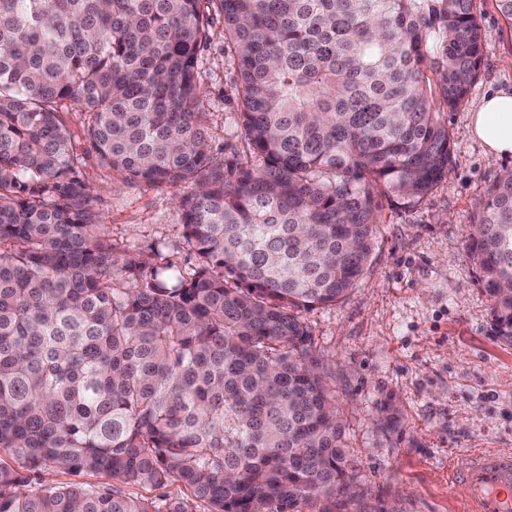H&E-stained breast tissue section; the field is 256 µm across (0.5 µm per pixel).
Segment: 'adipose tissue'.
<instances>
[{
    "mask_svg": "<svg viewBox=\"0 0 512 512\" xmlns=\"http://www.w3.org/2000/svg\"><path fill=\"white\" fill-rule=\"evenodd\" d=\"M473 136L488 157L499 160L512 156V92L484 98L470 116Z\"/></svg>",
    "mask_w": 512,
    "mask_h": 512,
    "instance_id": "ef3b65f1",
    "label": "adipose tissue"
}]
</instances>
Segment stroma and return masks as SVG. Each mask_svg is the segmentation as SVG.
<instances>
[{"label":"stroma","mask_w":512,"mask_h":512,"mask_svg":"<svg viewBox=\"0 0 512 512\" xmlns=\"http://www.w3.org/2000/svg\"><path fill=\"white\" fill-rule=\"evenodd\" d=\"M484 35L480 72L447 113V177L417 206L376 196L377 245L360 282L336 304L304 312L312 352L327 367L346 454L358 474V512H463L450 471L467 451L512 453V344L499 340L491 301L467 250L488 186L512 159L494 160L470 133L484 96L512 90V27L494 0H474ZM236 71L216 22L197 70L212 145L237 144L230 121ZM67 125L113 244H164L183 260L180 197L187 184L131 183L90 151L83 115Z\"/></svg>","instance_id":"stroma-1"}]
</instances>
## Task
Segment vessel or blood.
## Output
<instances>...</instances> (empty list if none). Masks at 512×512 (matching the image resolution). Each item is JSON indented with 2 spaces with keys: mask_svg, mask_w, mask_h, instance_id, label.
<instances>
[{
  "mask_svg": "<svg viewBox=\"0 0 512 512\" xmlns=\"http://www.w3.org/2000/svg\"><path fill=\"white\" fill-rule=\"evenodd\" d=\"M467 489L466 512H512V456L481 455L457 475Z\"/></svg>",
  "mask_w": 512,
  "mask_h": 512,
  "instance_id": "1",
  "label": "vessel or blood"
}]
</instances>
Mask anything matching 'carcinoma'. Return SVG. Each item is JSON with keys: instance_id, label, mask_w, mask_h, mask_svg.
<instances>
[{"instance_id": "cac0c4a2", "label": "carcinoma", "mask_w": 512, "mask_h": 512, "mask_svg": "<svg viewBox=\"0 0 512 512\" xmlns=\"http://www.w3.org/2000/svg\"><path fill=\"white\" fill-rule=\"evenodd\" d=\"M217 19L243 152L197 111ZM473 0H0V512H350L325 365L301 310L372 255L380 188L448 174L477 77ZM130 182L188 183L184 267L115 250L65 114ZM469 254L512 342V173ZM44 473L96 483L31 487Z\"/></svg>"}]
</instances>
